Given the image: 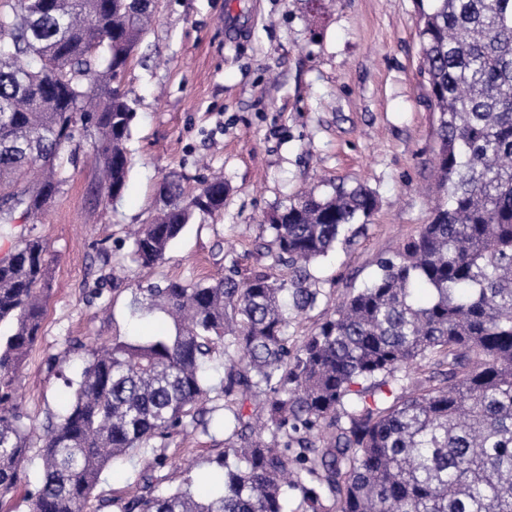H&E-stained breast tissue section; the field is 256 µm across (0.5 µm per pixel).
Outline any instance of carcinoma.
<instances>
[{
  "label": "carcinoma",
  "instance_id": "1",
  "mask_svg": "<svg viewBox=\"0 0 512 512\" xmlns=\"http://www.w3.org/2000/svg\"><path fill=\"white\" fill-rule=\"evenodd\" d=\"M421 66L437 117V200L430 221L300 343L288 314L316 306L309 264L377 206L363 187L310 192L262 229L288 269L212 283L169 280L134 297L174 333L89 351L74 400L44 426L30 512H83L115 460L152 461L118 512H512V0H417ZM154 0H16L0 13V504L30 485L18 373L49 297L36 224L70 178L69 147L93 121L105 194L125 190L134 112L121 91ZM160 207L130 260L151 268L196 218L224 211V180L157 187ZM224 356L212 383L206 365ZM224 397L231 434L216 457L221 491L189 480L157 492L166 457L153 443L200 424ZM257 402L253 416L244 400Z\"/></svg>",
  "mask_w": 512,
  "mask_h": 512
}]
</instances>
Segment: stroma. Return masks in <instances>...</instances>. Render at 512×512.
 <instances>
[{
	"label": "stroma",
	"mask_w": 512,
	"mask_h": 512,
	"mask_svg": "<svg viewBox=\"0 0 512 512\" xmlns=\"http://www.w3.org/2000/svg\"><path fill=\"white\" fill-rule=\"evenodd\" d=\"M122 90L134 112L122 196L100 191L95 134L80 130L70 181L26 227L51 260L41 335L19 372L34 449L46 417L69 405L89 349L172 332L163 314L134 310L136 289L248 278L267 268L260 227L276 210L313 190L367 187L377 196L368 223L310 266L319 301L290 315L297 343L428 222L435 202L437 114L420 73L415 0H158ZM172 172L190 190L222 177L224 211L187 225L165 262L141 271L130 232L150 220ZM220 417L211 413L208 432L156 440L170 483L188 478L193 492L211 493ZM147 462L140 454L106 470L84 512L133 493Z\"/></svg>",
	"instance_id": "obj_1"
}]
</instances>
